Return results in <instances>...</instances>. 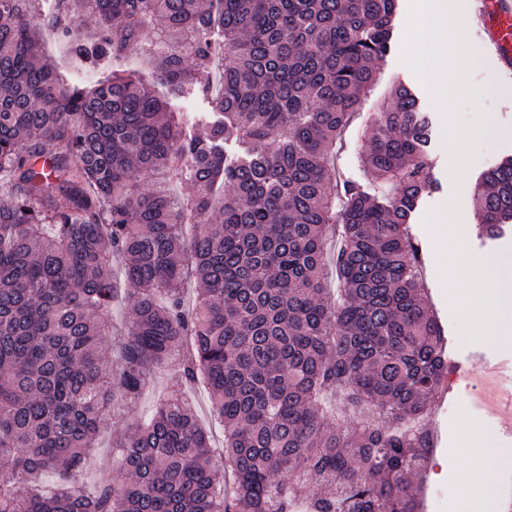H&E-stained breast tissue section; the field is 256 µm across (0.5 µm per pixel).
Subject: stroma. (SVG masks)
I'll list each match as a JSON object with an SVG mask.
<instances>
[{"instance_id": "1", "label": "stroma", "mask_w": 512, "mask_h": 512, "mask_svg": "<svg viewBox=\"0 0 512 512\" xmlns=\"http://www.w3.org/2000/svg\"><path fill=\"white\" fill-rule=\"evenodd\" d=\"M468 41L477 59L471 74L472 82L482 87L481 107L487 116L489 131L484 134L474 159L470 164L461 188H454L448 171V153L443 145V122L434 106L428 88L414 72L401 61L400 50H393L381 65L378 83L371 90L359 119L347 130L345 144L337 157V165L344 177L359 182L366 191H374L372 174L363 169L358 158L367 148L366 131L374 115V104L387 95L393 78H400L417 93L422 106L428 112L430 128L429 150L433 159L432 176L436 189L424 196L416 210L412 232L422 241L427 238L424 218L434 207L445 203L452 192H459L461 217L466 243L470 251L479 257L494 256L506 268H512V230L496 240L480 235L473 201L475 184L488 169L506 157L512 156V77H504L497 64L487 54L489 33H481L468 27ZM424 281L431 303L445 328L448 338V375L442 382V391L431 414L432 423L439 434L433 462L425 481V512H436L438 494H445L455 512H475L474 501L460 498L457 475L462 459L452 453L457 445L459 421L469 418L477 427L493 432L503 446L512 448V432L505 429V420L497 407L504 398V384L512 382V349L488 342L476 345L462 342L452 317L439 277L436 251L426 245L423 252ZM183 396L189 399L200 426L208 432L214 449L215 464L224 462V431L214 420L209 400L203 387H186L177 365H169L155 375L149 391L135 409H126L116 403L111 420L105 421L96 438L94 455L85 471V483L96 487L104 477L117 476L116 459L119 449L113 448L115 435L123 429L136 427L152 414L159 395Z\"/></svg>"}]
</instances>
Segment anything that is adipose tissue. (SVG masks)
I'll return each mask as SVG.
<instances>
[{
    "label": "adipose tissue",
    "mask_w": 512,
    "mask_h": 512,
    "mask_svg": "<svg viewBox=\"0 0 512 512\" xmlns=\"http://www.w3.org/2000/svg\"><path fill=\"white\" fill-rule=\"evenodd\" d=\"M461 439L464 469L461 489L466 498L479 500L483 512H496V490L493 475L512 464V448H502L491 433L479 432L471 421H463Z\"/></svg>",
    "instance_id": "ef3b65f1"
}]
</instances>
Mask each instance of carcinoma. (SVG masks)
Segmentation results:
<instances>
[{
  "mask_svg": "<svg viewBox=\"0 0 512 512\" xmlns=\"http://www.w3.org/2000/svg\"><path fill=\"white\" fill-rule=\"evenodd\" d=\"M34 2L0 0V512H420L448 356L410 233L434 189L415 91L396 82L367 132L363 166L390 192L335 165L398 0H59L51 16ZM42 27L88 70L148 51L155 84L203 96L215 119L193 127L115 72L65 86ZM474 203L486 235L512 224V158ZM117 257L130 316L116 343ZM186 336L181 375L208 389L224 469L193 408L167 398L120 440L123 479L88 491L112 393L139 400ZM329 395L387 425H337ZM50 470L63 483L47 494Z\"/></svg>",
  "mask_w": 512,
  "mask_h": 512,
  "instance_id": "cac0c4a2",
  "label": "carcinoma"
}]
</instances>
